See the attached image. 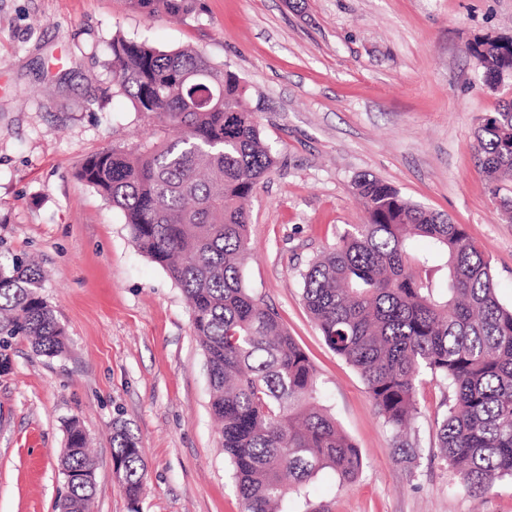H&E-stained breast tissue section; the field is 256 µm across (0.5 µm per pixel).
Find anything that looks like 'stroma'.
<instances>
[{"label": "stroma", "mask_w": 512, "mask_h": 512, "mask_svg": "<svg viewBox=\"0 0 512 512\" xmlns=\"http://www.w3.org/2000/svg\"><path fill=\"white\" fill-rule=\"evenodd\" d=\"M118 34L194 46L238 74L278 154L248 202L245 285L309 355L323 406L364 461L348 484L320 472L289 512H512L511 479L473 496L439 458L443 394L431 381L407 431L419 456L399 461L359 374L306 311L299 276L365 222L352 183L370 175L465 225L512 304V221L474 150L512 82L487 86L468 54L475 37L512 34V0H199L182 19L124 0H0V241L36 261L67 334L56 357L13 340L0 371V512H55L72 419L95 463L90 512H242L184 294L77 176L89 156L147 131L112 87ZM118 419L143 448L134 502L112 461Z\"/></svg>", "instance_id": "1"}]
</instances>
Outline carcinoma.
<instances>
[{
    "mask_svg": "<svg viewBox=\"0 0 512 512\" xmlns=\"http://www.w3.org/2000/svg\"><path fill=\"white\" fill-rule=\"evenodd\" d=\"M147 17H184L197 0H124ZM112 86L134 111L159 121L135 147L114 146L86 160L79 176L124 216L138 249L182 289L203 347L211 411L233 466L244 512H288L289 497L330 469L355 481L363 458L320 404L316 371L277 313L246 288V202L274 171L247 89L204 52L164 51L112 38ZM468 52L485 83L512 75V36L478 37ZM481 173L512 220V101L476 133ZM354 189L367 213L336 247L312 259L302 300L325 344L359 373L394 433L401 460L417 412V385L431 375L451 397L436 418L439 457L461 488L480 495L512 478V306L497 294L490 262L462 224L362 175ZM423 237L430 249L419 252ZM40 269L0 246V367L12 340L55 357L66 333L42 295ZM72 473L95 472L75 419L66 425ZM115 472L139 498L144 464L123 421L112 428ZM57 512H88L95 480L65 483Z\"/></svg>",
    "mask_w": 512,
    "mask_h": 512,
    "instance_id": "carcinoma-1",
    "label": "carcinoma"
}]
</instances>
